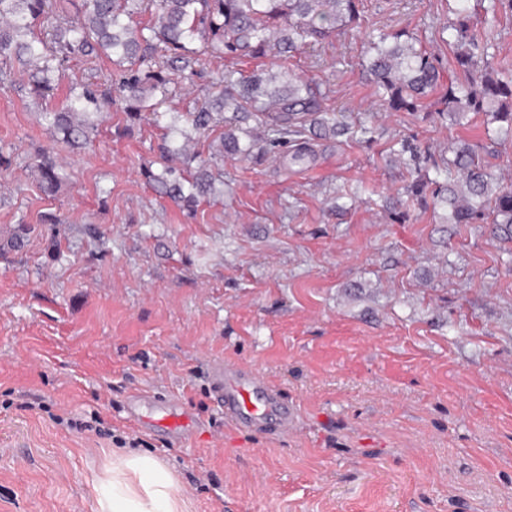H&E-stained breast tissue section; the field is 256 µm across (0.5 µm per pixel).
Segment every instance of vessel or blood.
Wrapping results in <instances>:
<instances>
[{
  "label": "vessel or blood",
  "instance_id": "1",
  "mask_svg": "<svg viewBox=\"0 0 512 512\" xmlns=\"http://www.w3.org/2000/svg\"><path fill=\"white\" fill-rule=\"evenodd\" d=\"M211 384L225 423L262 436H284L296 423V408L265 375L249 365L226 361L214 364ZM129 418L137 425L163 430L179 438L194 427L177 398L160 401L148 392L131 395Z\"/></svg>",
  "mask_w": 512,
  "mask_h": 512
}]
</instances>
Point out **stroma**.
<instances>
[{"label": "stroma", "instance_id": "35a3bbf8", "mask_svg": "<svg viewBox=\"0 0 512 512\" xmlns=\"http://www.w3.org/2000/svg\"><path fill=\"white\" fill-rule=\"evenodd\" d=\"M457 6L359 9L363 27L417 36L444 74L455 57L438 29ZM365 51L353 30L291 61L347 134L315 138L301 168L255 121L225 119L217 133L251 153L226 158L192 208L141 169L195 171L160 154L166 125L178 120L208 156L188 114L213 93L211 72L261 73L270 58L208 62L156 121L131 123L113 104L82 148L43 115L113 64L70 62L45 96L15 66L0 86V237L36 231L0 255V512H95L92 482L120 439L174 472L187 512H512V236L446 223L445 204L405 193L460 143L479 146L493 190L512 188V136L481 113L438 114L431 96L386 110ZM406 144L420 166L404 165ZM46 153L67 174L52 195L33 168ZM221 359L276 383L296 433L225 424L209 383ZM138 389L178 396L203 428L176 446L129 423ZM96 413L110 435L71 428Z\"/></svg>", "mask_w": 512, "mask_h": 512}]
</instances>
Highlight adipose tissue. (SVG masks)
I'll return each instance as SVG.
<instances>
[{
  "mask_svg": "<svg viewBox=\"0 0 512 512\" xmlns=\"http://www.w3.org/2000/svg\"><path fill=\"white\" fill-rule=\"evenodd\" d=\"M92 493L96 512H185L174 473L148 454L114 453Z\"/></svg>",
  "mask_w": 512,
  "mask_h": 512,
  "instance_id": "ef3b65f1",
  "label": "adipose tissue"
}]
</instances>
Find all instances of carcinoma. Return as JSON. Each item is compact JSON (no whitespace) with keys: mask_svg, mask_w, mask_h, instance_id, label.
I'll use <instances>...</instances> for the list:
<instances>
[{"mask_svg":"<svg viewBox=\"0 0 512 512\" xmlns=\"http://www.w3.org/2000/svg\"><path fill=\"white\" fill-rule=\"evenodd\" d=\"M359 0H0V84L12 81L14 63L27 70L37 94L53 90L63 67L77 58L104 55L119 67L115 88L123 94V112L131 122L158 109L175 92L177 79L199 73L208 59L273 54L276 62L267 76L254 74L233 83L217 74L220 90L190 113L191 124L205 133L236 114L237 121L254 120L264 127L268 144L288 163L302 164L311 149L302 141L306 133L326 128L320 87L288 71V61L301 48L324 44L341 32L360 25ZM457 19L442 27L454 48L460 72L448 73V86L440 97V112H490L493 121L512 133V71L490 69L488 49L494 42L492 26H471L468 4L458 0ZM484 16L497 18L501 9L512 11V0H476ZM51 24L52 41L35 34ZM373 51L365 72L380 102L391 111H413L434 91L440 72L432 57L416 46L405 30L382 28L365 31ZM200 42L201 47L192 44ZM112 104V87L81 86L61 110L49 113L61 140L75 145L89 139L91 116ZM250 148L227 133L212 145L208 160L191 178L173 177L174 170L157 174L144 167L141 176L160 184L171 198L194 205L212 190L210 167L224 155H247ZM432 197L452 206L455 224L477 220L512 228V190L489 191L490 174L473 149L454 150V158L434 164ZM40 187L53 192L62 176L49 155L34 164ZM31 232L19 224L10 238L0 243V253L17 248Z\"/></svg>","mask_w":512,"mask_h":512,"instance_id":"cac0c4a2","label":"carcinoma"}]
</instances>
